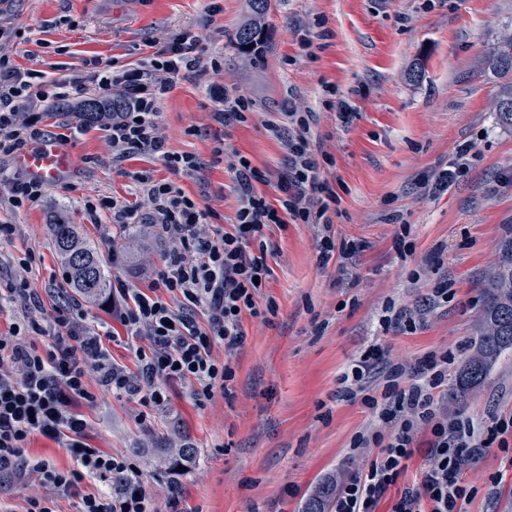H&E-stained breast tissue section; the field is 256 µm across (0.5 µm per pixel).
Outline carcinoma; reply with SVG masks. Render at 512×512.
Segmentation results:
<instances>
[{"instance_id":"cac0c4a2","label":"carcinoma","mask_w":512,"mask_h":512,"mask_svg":"<svg viewBox=\"0 0 512 512\" xmlns=\"http://www.w3.org/2000/svg\"><path fill=\"white\" fill-rule=\"evenodd\" d=\"M252 19L236 31L232 45L236 50L252 59L263 57L267 45L264 19L268 0H249ZM486 67L501 80L496 97V122L512 128V112L502 107H512V33L498 38L487 55ZM123 101L114 98L104 102L100 97H90L73 109L66 102L59 104L64 112L73 111L81 121L90 123L106 110L118 112ZM54 250L63 260L67 271V284L78 295L89 300H106L112 291V275L98 249L81 239L77 227L60 215L51 225ZM512 357V238L500 249V256L485 287L483 304L476 323L475 337L462 360L453 387L454 400L465 403L470 392L485 384L497 363ZM151 447L166 454L170 464L179 466L192 461L197 450L191 443L183 442L177 447L169 446L162 436L151 438ZM336 495V481L326 480L319 484L306 500L302 512H326V506Z\"/></svg>"}]
</instances>
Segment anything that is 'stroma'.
<instances>
[{
	"label": "stroma",
	"instance_id": "35a3bbf8",
	"mask_svg": "<svg viewBox=\"0 0 512 512\" xmlns=\"http://www.w3.org/2000/svg\"><path fill=\"white\" fill-rule=\"evenodd\" d=\"M213 4L220 7L214 15ZM248 16V0H0V54L52 78L71 77L95 57L136 65L183 32L202 34L206 58L221 63L182 78L158 104L168 150L200 158L196 172L171 175L147 155L113 162L102 122L48 113L42 136L66 134L74 166L34 205L17 210L0 201V221L15 226L0 241V293L16 285L24 261L41 299L63 284L49 233L58 212L99 246L113 282L147 287L167 243L144 224L137 243L126 246L111 210L93 221L87 202L135 201L142 187L132 175L147 171L174 179L212 209L213 224L228 227L238 207L234 155L277 178L288 153L267 122L292 105L311 114L322 175L340 197L332 231L355 243V252L321 258L319 224L272 227V276L262 296L277 314L268 324L244 317V344L215 349L233 369L224 390L199 408L189 385L176 383L169 404L156 409L100 389L95 404L81 408L88 443L130 457L145 483L174 485L181 512H302L319 483L362 469L365 460L351 456L350 444L373 417L361 398H338L340 374L372 345L395 362L463 354L485 280L512 237V129L496 123L499 81L485 65L496 38L512 31V0H272L269 49L258 62L231 44ZM414 68L421 73L415 82ZM211 84L251 101L247 122L219 128L206 93ZM343 110L348 120L340 119ZM219 141L224 154L217 158ZM459 154L465 173L436 191ZM400 236L411 253L398 249ZM443 283L448 300L433 303ZM390 305L415 314V327L383 329L379 318ZM439 402L456 416L511 414L512 358L464 405L447 392ZM159 431L197 448L188 469L175 474L132 454ZM428 438L419 433L414 456L375 512H390L419 481ZM493 475L502 478L494 489L487 483ZM466 478L478 491L464 512H512V459L498 448L487 449Z\"/></svg>",
	"mask_w": 512,
	"mask_h": 512
}]
</instances>
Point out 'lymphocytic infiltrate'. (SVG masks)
I'll list each match as a JSON object with an SVG mask.
<instances>
[{
	"label": "lymphocytic infiltrate",
	"mask_w": 512,
	"mask_h": 512,
	"mask_svg": "<svg viewBox=\"0 0 512 512\" xmlns=\"http://www.w3.org/2000/svg\"><path fill=\"white\" fill-rule=\"evenodd\" d=\"M205 44L200 36L185 35L160 48L139 67L91 60L88 70L71 80H46L39 70H23L0 55V154L10 155L36 141L37 111L44 103L95 88L119 90L122 111L106 123L113 155L159 158L173 173L199 170L192 155L174 154L158 133L157 102L186 74L197 72ZM269 131L288 151L286 170L277 182L245 157L230 162L238 183V208L231 228L206 232L209 207L187 194L174 181L153 179L137 172L152 206L148 222L171 245L165 263L149 289L120 288L124 303L115 312L117 323L134 340L136 364L114 363L100 334L91 333L87 314L77 301H43L27 286L16 293L30 308L23 322L0 335V475L35 476L38 490L25 512H57L60 499L74 502V512H154L153 492L125 457L91 447L88 422L80 405L93 404L94 387L127 395L146 407L169 402L167 385H189L197 406L211 400L233 370L217 360L214 348L234 350L246 340L244 317L265 318L274 305L259 308L270 269L266 236L271 225L318 224L335 201L321 177L310 136L307 113L289 108ZM274 184L276 200L261 187ZM180 309H173L172 300ZM204 322H197L196 311ZM49 338L46 350L36 340ZM383 357L372 348L354 359L341 374L342 395L361 397L377 426L355 435L353 452L376 449L367 467L340 480L333 512H375L405 461L414 453L420 429L431 432L427 461L415 492L406 494L391 512H458L460 500L474 495L462 474L473 468L484 449L512 448V417L492 424L473 418L447 419L434 406V393L448 382V353L430 354L416 365H391L382 398L368 394L364 380ZM41 437L64 448L73 461L59 467L52 459L27 455L32 439ZM124 475L113 488L114 475ZM93 490H83L84 482Z\"/></svg>",
	"instance_id": "lymphocytic-infiltrate-1"
}]
</instances>
